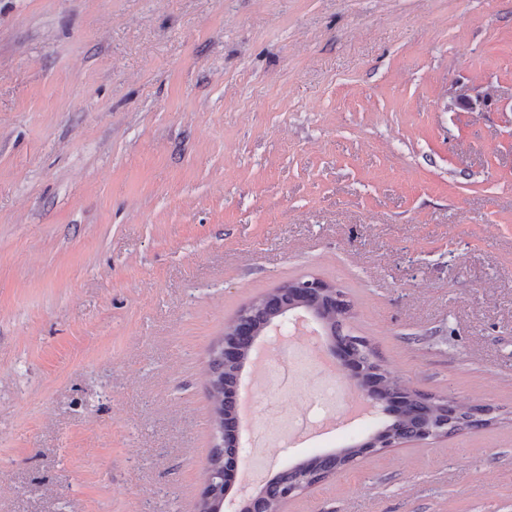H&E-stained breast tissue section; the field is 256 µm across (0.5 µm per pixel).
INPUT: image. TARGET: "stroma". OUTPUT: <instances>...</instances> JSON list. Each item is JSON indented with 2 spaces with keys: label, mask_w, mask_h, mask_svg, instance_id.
Returning <instances> with one entry per match:
<instances>
[{
  "label": "stroma",
  "mask_w": 512,
  "mask_h": 512,
  "mask_svg": "<svg viewBox=\"0 0 512 512\" xmlns=\"http://www.w3.org/2000/svg\"><path fill=\"white\" fill-rule=\"evenodd\" d=\"M308 276L496 419L284 512H512V0H0V512H195L211 350Z\"/></svg>",
  "instance_id": "35a3bbf8"
}]
</instances>
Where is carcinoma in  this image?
I'll return each instance as SVG.
<instances>
[{
	"mask_svg": "<svg viewBox=\"0 0 512 512\" xmlns=\"http://www.w3.org/2000/svg\"><path fill=\"white\" fill-rule=\"evenodd\" d=\"M251 314L248 323L252 336H259L266 325L282 316L287 311L296 308L308 309L313 312L318 321L327 329L330 335H342L345 318L342 317L339 305L328 297L315 294L294 295L289 292V285H283L274 292L255 300L250 305ZM351 356L364 365L365 376L362 383L368 386L382 404L389 407V419L384 423L377 435H407L426 434L432 428L448 426V402L435 399L417 390L407 387L399 378L382 370L373 360V351L367 340L361 337H350ZM250 348L243 343L239 345L236 356L224 359L213 355L209 361V373L218 382V387L211 388L212 402L220 403L223 412L222 426L225 431L232 432L237 425L235 410L226 402V394L234 392L239 384V372L243 361L247 358ZM457 410L454 419L460 421V426L466 428L484 427L491 419L478 414L482 406H455ZM362 454L360 446L352 445L339 453L323 454L309 458L296 468L283 470L260 493L264 512H280L282 508L281 490L290 483L305 480H318L330 473L344 472L354 460Z\"/></svg>",
	"mask_w": 512,
	"mask_h": 512,
	"instance_id": "obj_1",
	"label": "carcinoma"
}]
</instances>
